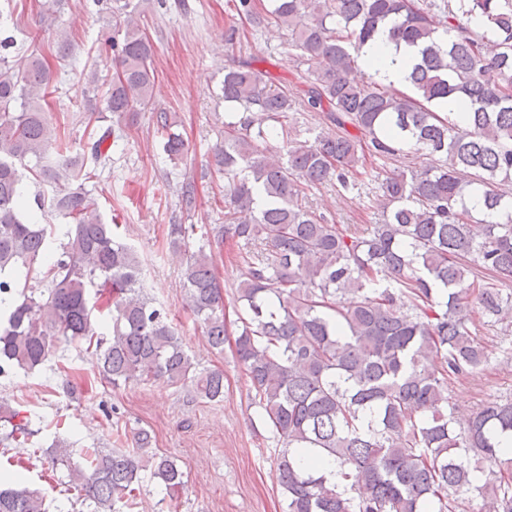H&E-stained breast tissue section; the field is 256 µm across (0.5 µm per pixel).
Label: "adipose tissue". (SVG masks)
I'll return each mask as SVG.
<instances>
[{
  "mask_svg": "<svg viewBox=\"0 0 512 512\" xmlns=\"http://www.w3.org/2000/svg\"><path fill=\"white\" fill-rule=\"evenodd\" d=\"M416 55V49L395 45L383 28L364 46L360 62L363 70L377 71L379 79L394 92L406 85Z\"/></svg>",
  "mask_w": 512,
  "mask_h": 512,
  "instance_id": "ef3b65f1",
  "label": "adipose tissue"
}]
</instances>
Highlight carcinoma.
<instances>
[{"label":"carcinoma","instance_id":"obj_1","mask_svg":"<svg viewBox=\"0 0 512 512\" xmlns=\"http://www.w3.org/2000/svg\"><path fill=\"white\" fill-rule=\"evenodd\" d=\"M112 14L115 71L104 110L115 121L83 153L53 136L47 98L53 75L32 48L23 71L8 55L17 47V4L0 6V373L33 371L76 339L92 340L96 303L111 296V338L92 355L112 385L164 378L190 382L203 399L224 397V372L196 370L168 314L142 292L134 247L116 240L87 188L90 168L124 140L121 119L144 109L155 83L154 45L131 0H93ZM62 0H45L39 24L51 26ZM240 21L288 31L301 61L318 60L306 96H296L252 57L224 68V141L214 165L229 187L216 237L240 244L249 265L236 289L242 303L235 353L272 431L285 512H458L464 497L512 512V398L479 406L465 425L450 401L457 380L489 364L474 327L512 318V0H235ZM443 9L445 38L433 11ZM486 29L473 31V17ZM392 39L421 47L408 76L414 95H392L377 74L361 70L363 46L380 26ZM454 98L468 108L464 124L436 106ZM315 112L324 127L302 136L292 112ZM163 153L178 163L186 143L172 113L153 116ZM279 124L271 134L266 122ZM426 156L430 163L378 181L382 220L366 233L331 224L306 205V190L350 175L365 155ZM32 175L34 193L24 182ZM264 193L257 204L255 187ZM477 195L478 218L467 206ZM181 205H197L195 181L181 185ZM66 221V241L36 212ZM192 224H172V247L186 244ZM45 268V289L20 285L12 272ZM183 286L209 344L224 347L228 329L223 286L213 255L187 258ZM10 435L29 434V420L0 409ZM150 439L124 453L99 448L71 463L63 442L55 461L95 512H116L150 469L167 489H183L169 457L144 455ZM336 464V480L321 468ZM0 512H46L44 496L15 481L0 487Z\"/></svg>","mask_w":512,"mask_h":512}]
</instances>
